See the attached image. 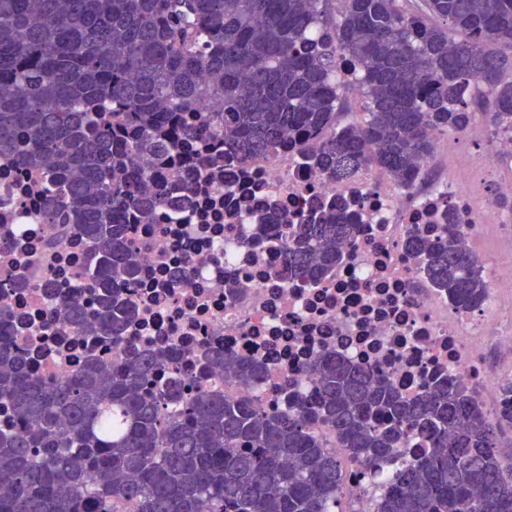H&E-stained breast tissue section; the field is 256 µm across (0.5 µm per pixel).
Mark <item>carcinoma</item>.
<instances>
[{
	"instance_id": "obj_1",
	"label": "carcinoma",
	"mask_w": 512,
	"mask_h": 512,
	"mask_svg": "<svg viewBox=\"0 0 512 512\" xmlns=\"http://www.w3.org/2000/svg\"><path fill=\"white\" fill-rule=\"evenodd\" d=\"M321 2L0 0V160L42 171L45 215L67 212L97 254L88 288L98 309L89 317L72 304L68 323L122 341L132 310L113 289L137 273L131 226L186 206L166 177L176 161L189 193L224 180L228 161L312 139L306 161L338 185L365 165L409 185L431 135L465 130L483 104L496 129L512 130V0H423L425 15L400 0H344L333 23ZM349 77L368 119L338 128ZM209 95L224 111L208 126L188 123ZM352 233L337 203L285 224L288 271L310 278L333 265ZM458 235L450 212L436 239L410 246L471 308L488 283ZM168 360L139 352L47 381L0 335V408L15 422L0 427V512H335L343 464L314 421L368 469L391 462L411 434L426 439L376 512H512V462L497 451L512 409L492 420L446 383L409 398L321 356L308 370L316 402L268 413L200 385L188 393L180 370L156 380ZM210 365L245 385L263 373L222 351Z\"/></svg>"
}]
</instances>
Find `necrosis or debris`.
<instances>
[{"label":"necrosis or debris","mask_w":512,"mask_h":512,"mask_svg":"<svg viewBox=\"0 0 512 512\" xmlns=\"http://www.w3.org/2000/svg\"><path fill=\"white\" fill-rule=\"evenodd\" d=\"M427 168L407 187L370 167L339 186L290 145L233 168L231 187L213 184L186 209L157 211L133 227L139 273L121 292L135 317L115 346L62 320L65 305H96L86 286L91 243L70 220H44L39 171L1 161L0 334L40 377L55 381L92 360L109 365L125 351L160 348L179 368L199 373L209 392L285 411L316 399L307 370L330 353L405 393L441 381L462 387L496 416L506 404L502 388L512 384V265L489 269L486 301L465 309L432 282L425 257L408 241L436 234L451 212L465 248H473L478 228L512 242V218L456 166L451 138H434ZM341 201L354 233L340 260L308 281L289 276L283 221ZM257 213L269 218L258 242L251 238ZM216 350L264 366L262 377L246 386L208 369ZM418 453L400 449L397 463ZM397 463L346 467L345 512H374Z\"/></svg>","instance_id":"4bbe7bcc"}]
</instances>
